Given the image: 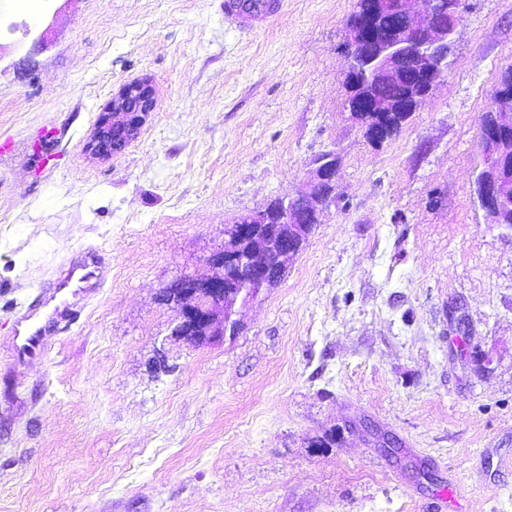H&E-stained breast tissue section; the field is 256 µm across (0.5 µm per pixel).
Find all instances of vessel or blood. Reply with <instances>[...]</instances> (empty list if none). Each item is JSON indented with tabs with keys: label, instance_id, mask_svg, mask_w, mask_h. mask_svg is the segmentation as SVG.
Masks as SVG:
<instances>
[{
	"label": "vessel or blood",
	"instance_id": "obj_1",
	"mask_svg": "<svg viewBox=\"0 0 512 512\" xmlns=\"http://www.w3.org/2000/svg\"><path fill=\"white\" fill-rule=\"evenodd\" d=\"M110 273V262L95 246L84 247L62 260L36 296L12 314V364L29 367L43 363L57 336L79 321L88 301L98 295Z\"/></svg>",
	"mask_w": 512,
	"mask_h": 512
}]
</instances>
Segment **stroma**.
<instances>
[{"instance_id": "1", "label": "stroma", "mask_w": 512, "mask_h": 512, "mask_svg": "<svg viewBox=\"0 0 512 512\" xmlns=\"http://www.w3.org/2000/svg\"><path fill=\"white\" fill-rule=\"evenodd\" d=\"M356 3L235 28L224 0H0V512H512V230L475 194L512 0H467L445 78L381 144L346 108ZM142 78L139 138L92 156ZM328 151L336 198L280 282L223 341L173 336L163 289ZM88 244L111 279L13 366L11 308ZM154 107L150 83L141 81L123 85L112 99V112L98 118L93 137L88 144L91 153L105 158L118 149V145L113 143V140L119 138V135L112 137L114 128L120 134H128L131 139L136 138Z\"/></svg>"}]
</instances>
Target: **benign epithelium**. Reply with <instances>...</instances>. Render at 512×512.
Returning <instances> with one entry per match:
<instances>
[{
  "instance_id": "obj_1",
  "label": "benign epithelium",
  "mask_w": 512,
  "mask_h": 512,
  "mask_svg": "<svg viewBox=\"0 0 512 512\" xmlns=\"http://www.w3.org/2000/svg\"><path fill=\"white\" fill-rule=\"evenodd\" d=\"M361 0L349 26L346 105L362 123L367 138L382 143L392 137L440 83L434 74L448 66L452 36L466 9L448 0ZM403 87L395 97H378L374 84ZM153 89L146 81L123 85L112 99V111L98 118L88 148L109 157L118 145L112 131L134 139L154 111ZM479 147L485 162L476 180V197L485 222L512 229V68L501 72L488 111L479 121ZM336 155L317 158L304 188L293 197L276 198L265 209L237 221L226 233L224 246L208 262L220 272L207 277L181 276L168 285L164 298L175 306L173 334L200 346L224 338L238 324V307L274 287L277 270L306 242L303 229L335 193Z\"/></svg>"
}]
</instances>
